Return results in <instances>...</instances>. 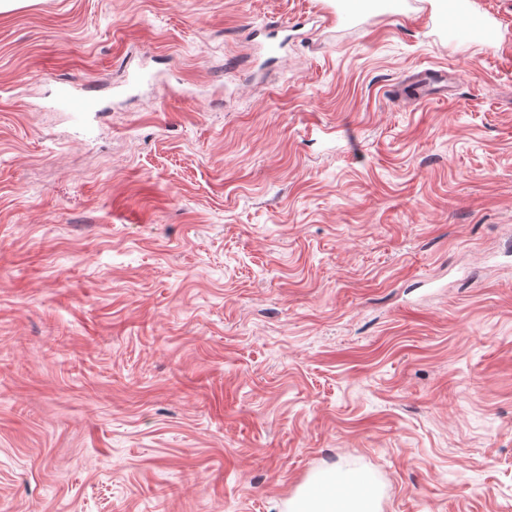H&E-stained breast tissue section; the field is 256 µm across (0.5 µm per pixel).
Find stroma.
Listing matches in <instances>:
<instances>
[{"mask_svg": "<svg viewBox=\"0 0 512 512\" xmlns=\"http://www.w3.org/2000/svg\"><path fill=\"white\" fill-rule=\"evenodd\" d=\"M327 2L0 12V512H512V0ZM467 21L470 30L478 33L489 43H496L501 39L502 30L486 14L472 10L468 14ZM397 97L412 103H424L448 96V77L441 71L425 69L413 73L401 86L393 89ZM51 81L56 84V105L59 109L80 114L89 112L93 107L94 102L88 96L82 94L71 81L61 79L58 75H54ZM342 472L334 467L330 473H328L326 479L330 483H334V490L329 489L324 500L314 499L308 494L299 495L293 505L291 512H376L375 502L372 499V495L366 492L364 496L356 497L351 492L345 494L343 500L336 498L335 483L340 481ZM336 501L342 502L336 510Z\"/></svg>", "mask_w": 512, "mask_h": 512, "instance_id": "1", "label": "stroma"}]
</instances>
